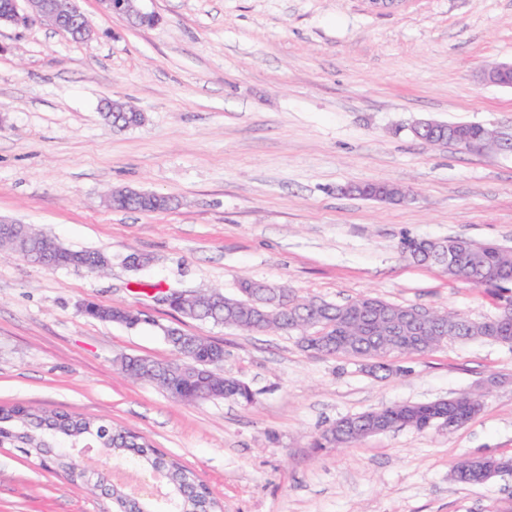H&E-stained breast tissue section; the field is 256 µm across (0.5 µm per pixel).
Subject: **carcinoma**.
Wrapping results in <instances>:
<instances>
[{
  "label": "carcinoma",
  "instance_id": "obj_1",
  "mask_svg": "<svg viewBox=\"0 0 512 512\" xmlns=\"http://www.w3.org/2000/svg\"><path fill=\"white\" fill-rule=\"evenodd\" d=\"M112 127L122 131L140 125V112H127L125 105L114 104V111L105 113ZM484 131L476 125L437 124L433 144L446 145L457 133L471 138ZM173 200L144 192L114 202L118 211H163L172 208ZM448 250L455 261L448 264V278L469 285L492 286L501 302L499 314L486 321L468 320L442 308H430L431 322L422 325L423 308L389 303L379 297L363 296L346 304H333L318 299L298 297L286 286L244 279L239 298L224 296L214 290L197 295L181 314L185 317L232 327L246 333L295 332L301 346L329 356L362 358L372 362L374 372H392V355H412L433 350L450 338L470 340L483 338L512 344V250L492 244H473L450 237ZM102 252L66 248L56 259L55 268H84L100 271ZM102 321H121L135 325L137 314L127 308L112 307L89 314ZM166 340L176 353L172 362L147 358L123 357L121 370L134 379L155 382L169 397L183 402L233 398L251 402L253 394L242 382L224 378L214 368L224 362V348L198 336H191L178 327L165 331ZM476 395L467 392L454 400L405 406L384 407L378 415L365 412L349 418V435L340 439L326 430L316 441L318 448L349 447L373 429L380 417L392 429L401 427L424 431L437 423V417L463 413V402ZM95 445L113 453L131 457L140 470L159 468L169 481V500L176 512H210L214 498L209 488L194 472L174 460L167 461L145 437L122 427H112L105 420L71 414L64 410H40L19 405L0 407V447L18 448L51 462L52 470L62 473L74 484L88 481L86 473L73 465L67 450L78 445ZM454 479L461 483L483 481L482 471L474 470L468 458L452 464ZM90 489L110 498L120 512H157L154 500L130 499L118 487L102 481Z\"/></svg>",
  "mask_w": 512,
  "mask_h": 512
}]
</instances>
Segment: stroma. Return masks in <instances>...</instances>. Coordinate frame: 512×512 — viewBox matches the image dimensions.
<instances>
[{
	"label": "stroma",
	"instance_id": "35a3bbf8",
	"mask_svg": "<svg viewBox=\"0 0 512 512\" xmlns=\"http://www.w3.org/2000/svg\"><path fill=\"white\" fill-rule=\"evenodd\" d=\"M96 32L73 40L44 23L0 26V216L110 266L48 271L0 251V405L101 417L134 429L192 469L224 512H512V477L460 484L462 457H512V346L450 340L392 360L301 348L294 333H244L192 320L166 294L238 281L343 304L364 295L494 317L486 288L415 262L409 240L460 237L512 248V151L416 139L421 120L478 123L512 136V88L482 70L512 61V0H143L159 21L133 25L78 0ZM143 113L117 132L102 101ZM389 182L401 204L341 194ZM174 197L124 212L108 192ZM150 257L134 268L131 254ZM119 306L138 324L101 322L83 305ZM224 348L217 374L252 403L178 402L132 380L125 356L174 357L164 330ZM500 385L456 432L403 427L350 448L315 439L341 418ZM102 495L0 448V512H110Z\"/></svg>",
	"mask_w": 512,
	"mask_h": 512
}]
</instances>
